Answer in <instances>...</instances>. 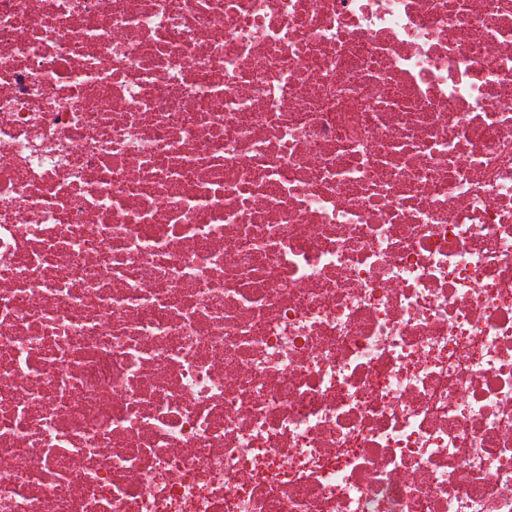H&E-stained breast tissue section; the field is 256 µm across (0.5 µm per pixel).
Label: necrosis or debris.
Listing matches in <instances>:
<instances>
[{
	"label": "necrosis or debris",
	"instance_id": "obj_1",
	"mask_svg": "<svg viewBox=\"0 0 512 512\" xmlns=\"http://www.w3.org/2000/svg\"><path fill=\"white\" fill-rule=\"evenodd\" d=\"M0 512H512V0H0Z\"/></svg>",
	"mask_w": 512,
	"mask_h": 512
}]
</instances>
